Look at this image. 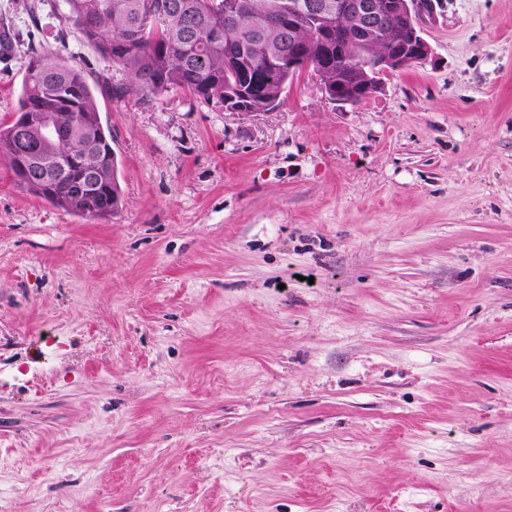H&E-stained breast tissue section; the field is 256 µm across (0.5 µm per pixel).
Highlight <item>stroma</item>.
Masks as SVG:
<instances>
[{"label":"stroma","mask_w":512,"mask_h":512,"mask_svg":"<svg viewBox=\"0 0 512 512\" xmlns=\"http://www.w3.org/2000/svg\"><path fill=\"white\" fill-rule=\"evenodd\" d=\"M339 106L143 98L62 0H0V125L78 63L118 159L93 221L0 162L7 512H512V0Z\"/></svg>","instance_id":"35a3bbf8"}]
</instances>
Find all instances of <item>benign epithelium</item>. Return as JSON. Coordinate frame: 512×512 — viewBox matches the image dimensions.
<instances>
[{
	"mask_svg": "<svg viewBox=\"0 0 512 512\" xmlns=\"http://www.w3.org/2000/svg\"><path fill=\"white\" fill-rule=\"evenodd\" d=\"M434 0H275L265 23L278 26L289 19L288 54L299 44L295 32L303 25L312 26L314 38L324 44L336 41V61L320 62V73L344 70L352 77L348 92H330L329 98L340 106L356 105L377 93L383 76L412 63L430 60L433 49L421 35L420 20L433 13ZM403 23L407 42L389 44L381 61L372 66L364 59L348 60L347 49L355 42H368L383 31L391 18ZM345 18L348 23L339 24Z\"/></svg>",
	"mask_w": 512,
	"mask_h": 512,
	"instance_id": "1",
	"label": "benign epithelium"
}]
</instances>
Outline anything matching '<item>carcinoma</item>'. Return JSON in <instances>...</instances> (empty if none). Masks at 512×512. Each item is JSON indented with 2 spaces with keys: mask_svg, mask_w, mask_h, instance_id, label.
Listing matches in <instances>:
<instances>
[{
  "mask_svg": "<svg viewBox=\"0 0 512 512\" xmlns=\"http://www.w3.org/2000/svg\"><path fill=\"white\" fill-rule=\"evenodd\" d=\"M272 0H64L63 19L75 24L86 41L111 66L124 71L129 91L142 97L181 89L204 101H224L233 94L251 95L248 73L266 71L268 83L260 101L276 105L288 80L314 65L303 47L300 61L288 63L279 53L288 32L260 25ZM17 111L32 120L40 177L20 170L14 132L0 133V160L23 180V188L56 208L89 220H102L118 208L120 186L112 151L98 122L96 89L81 66L63 58L35 53L22 82ZM51 112H77L72 137L40 138ZM83 151L97 168V188L83 194V173L65 158Z\"/></svg>",
  "mask_w": 512,
  "mask_h": 512,
  "instance_id": "cac0c4a2",
  "label": "carcinoma"
}]
</instances>
